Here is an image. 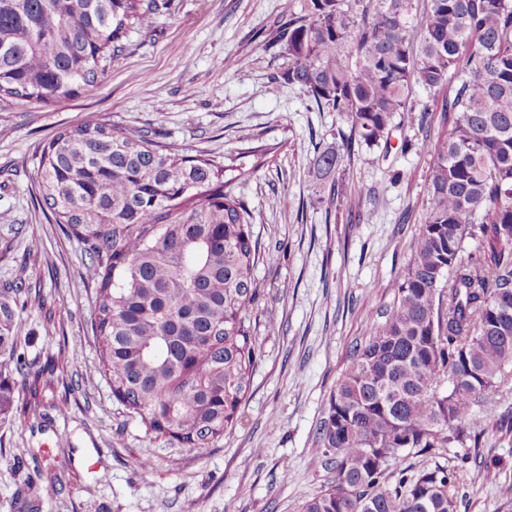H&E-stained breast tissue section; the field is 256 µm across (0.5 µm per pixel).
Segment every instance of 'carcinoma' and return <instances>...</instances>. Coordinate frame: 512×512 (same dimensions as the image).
<instances>
[{"instance_id": "carcinoma-1", "label": "carcinoma", "mask_w": 512, "mask_h": 512, "mask_svg": "<svg viewBox=\"0 0 512 512\" xmlns=\"http://www.w3.org/2000/svg\"><path fill=\"white\" fill-rule=\"evenodd\" d=\"M160 8L0 0V95H74ZM256 51L287 58L279 78L346 120L340 144L310 161L330 204L344 163L388 151L402 112L432 157L413 257L330 391L316 433L330 479L300 512H456L469 457L402 463L479 448L512 421L487 411L512 392V0H427L422 11L418 0H304ZM40 166V203L91 255L101 375L146 432L211 447L239 421L257 344L246 310L263 296L260 242L224 179L233 167L99 120L59 133ZM0 292L41 300L22 280ZM15 328L1 305L0 414L13 373L33 395L48 383L17 352Z\"/></svg>"}]
</instances>
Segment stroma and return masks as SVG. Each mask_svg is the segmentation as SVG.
I'll return each instance as SVG.
<instances>
[{
    "label": "stroma",
    "mask_w": 512,
    "mask_h": 512,
    "mask_svg": "<svg viewBox=\"0 0 512 512\" xmlns=\"http://www.w3.org/2000/svg\"><path fill=\"white\" fill-rule=\"evenodd\" d=\"M302 4L167 0L150 29H127L122 54L93 85L50 103L0 96V228L9 231L0 283L21 279L46 298L43 308L4 302L16 310L19 352L52 371L37 396L15 388L0 418V512H299L327 482L316 431L351 347L412 257L431 157L419 143L402 150L412 128L396 131L387 159L363 153L347 163L341 203L328 205L310 161L337 143L344 119L272 81L286 59L232 65L260 29ZM100 116L244 169L255 150L266 152L263 168L230 184L262 242L254 276L264 296L246 313L257 354L242 422L213 447H178L126 416L99 372L85 246L35 200L39 145ZM146 454L148 469L139 464ZM476 454L498 462L499 480L470 467L457 512H512V433L486 432Z\"/></svg>",
    "instance_id": "stroma-1"
}]
</instances>
